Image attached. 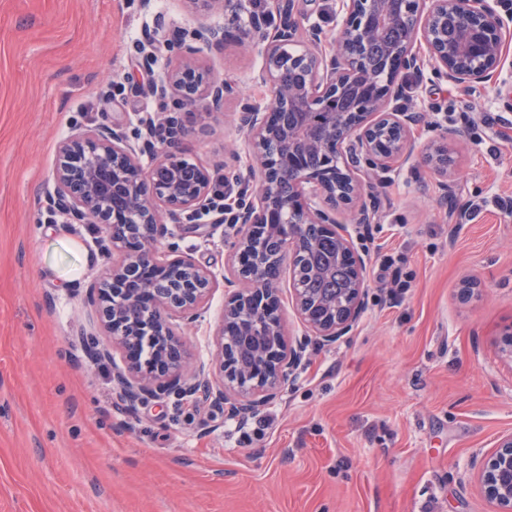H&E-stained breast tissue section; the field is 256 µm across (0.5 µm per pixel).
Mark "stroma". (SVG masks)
Here are the masks:
<instances>
[{
  "mask_svg": "<svg viewBox=\"0 0 512 512\" xmlns=\"http://www.w3.org/2000/svg\"><path fill=\"white\" fill-rule=\"evenodd\" d=\"M175 26L232 28L184 0H153ZM339 0H297L301 29L333 40ZM152 19L139 0H0V512H492L478 482L500 436L512 433V359L499 350L512 324V53L479 93L406 77L409 105L425 115L417 148L443 127L455 150V223L441 178L418 163L369 193L362 225L371 288L353 332L309 346L283 397L247 420L169 396L128 409L112 364L84 352L93 317L87 285L113 262L101 227L68 225L42 202L57 146L76 127L155 108L131 92L148 83L128 47ZM202 60L233 91L206 129L189 125L182 149L214 187L232 153L241 98L267 96L255 78L257 39L229 38ZM122 85L125 95L111 97ZM235 224L206 233L178 227L157 245L214 278L209 304L177 323L190 363L214 356L225 266ZM478 289L462 297L463 280Z\"/></svg>",
  "mask_w": 512,
  "mask_h": 512,
  "instance_id": "35a3bbf8",
  "label": "stroma"
}]
</instances>
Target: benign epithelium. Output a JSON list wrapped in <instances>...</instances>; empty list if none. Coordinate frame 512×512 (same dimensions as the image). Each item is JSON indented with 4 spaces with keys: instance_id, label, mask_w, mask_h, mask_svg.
<instances>
[{
    "instance_id": "7a95c632",
    "label": "benign epithelium",
    "mask_w": 512,
    "mask_h": 512,
    "mask_svg": "<svg viewBox=\"0 0 512 512\" xmlns=\"http://www.w3.org/2000/svg\"><path fill=\"white\" fill-rule=\"evenodd\" d=\"M203 14L234 13L244 0H184ZM271 11L248 18L266 46L259 73L271 102L246 101L238 125L246 137L253 200L219 204L208 171L181 152L186 134L182 112L205 127L224 111L230 88L204 68L199 47L157 14L133 55L152 68L161 47L181 49L178 61L147 88L157 109L142 113L135 139L114 121L73 129L59 144L49 212L64 224H99L107 250L121 254L106 276L86 288L85 302L109 343L92 342L88 355L109 360L124 351V366L112 365L121 400L135 407L171 394L195 405L221 409L244 420L272 404L293 381L311 343L336 344L360 322L369 290L367 259L340 208L354 209V224H370L374 205L367 187L379 173L400 171L417 161L443 178V199L454 197L453 141L416 152L412 128L423 113L398 106L405 94L402 74H431L475 91L497 81L512 50V8L503 0H341V26L331 50L318 49L322 30H308L310 46L299 52L296 0H270ZM229 32L203 23L191 40L210 51L224 49ZM150 158L144 166L142 157ZM214 224H239L235 259L227 265L228 296L215 334V360L191 367L173 317L193 318L209 301L210 272L190 258L160 262L156 245L172 228L198 212ZM335 241V259L349 269L341 299L331 301L300 287L305 275L297 259L316 242L310 226ZM292 267V303L303 327L293 339L280 313V277L269 267ZM157 342L147 360L132 356L143 336ZM480 485L494 512H512V433L500 437Z\"/></svg>"
}]
</instances>
